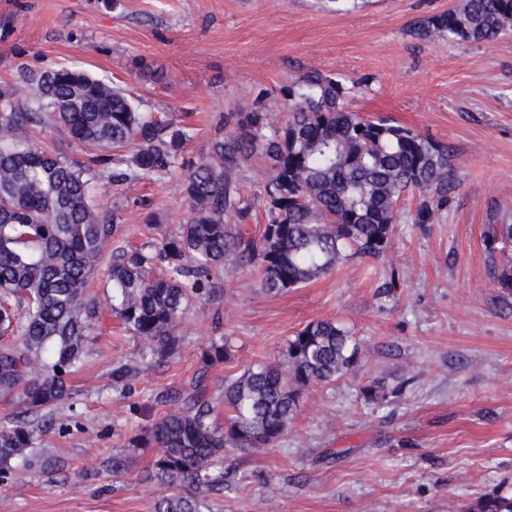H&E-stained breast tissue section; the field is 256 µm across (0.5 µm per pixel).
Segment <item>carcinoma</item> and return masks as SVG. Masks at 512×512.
<instances>
[{
	"instance_id": "cac0c4a2",
	"label": "carcinoma",
	"mask_w": 512,
	"mask_h": 512,
	"mask_svg": "<svg viewBox=\"0 0 512 512\" xmlns=\"http://www.w3.org/2000/svg\"><path fill=\"white\" fill-rule=\"evenodd\" d=\"M512 31V0H459L445 12L415 21L419 40L480 43ZM22 98L0 87V396L19 410L0 425V483L43 446L62 404L74 409L68 384L90 336L110 316L141 343L134 361L117 364L112 382L127 387L142 370L173 357L179 320L194 298L212 294L227 264H254L260 287L279 293L322 276L354 257L379 260L393 244L394 225L406 218L434 224L448 211L453 161L440 144L385 118L348 108L358 84L332 72L308 71L280 88L288 118L277 122L258 107L231 112L236 131H216L208 152L181 161L187 128L174 112L157 116L141 95L114 87L78 67L40 73L22 66ZM64 132L102 154L66 159L34 145L31 127ZM128 150L114 161L110 149ZM254 157L266 165L262 189L243 196L237 179ZM181 170L191 216L178 235L129 249L116 245L117 216L90 199L92 183L112 184ZM417 194L415 211L400 200ZM266 214L260 236L248 224L253 209ZM489 274L512 310V263L497 255L512 244V224L486 225ZM110 253L111 313L87 293ZM359 344L345 326L311 322L287 341L278 363L251 366L224 378L214 395L206 372L229 357L227 342L201 353V371L180 391L157 395L177 405L128 440L153 449L148 479L169 490L155 512H211V501L235 490L237 470L227 454L268 448L288 433L300 395L336 382L358 362ZM224 406V426L213 416ZM467 512H512V493L479 495Z\"/></svg>"
}]
</instances>
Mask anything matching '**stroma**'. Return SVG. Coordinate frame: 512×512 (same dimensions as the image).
I'll return each mask as SVG.
<instances>
[{"instance_id":"1","label":"stroma","mask_w":512,"mask_h":512,"mask_svg":"<svg viewBox=\"0 0 512 512\" xmlns=\"http://www.w3.org/2000/svg\"><path fill=\"white\" fill-rule=\"evenodd\" d=\"M457 0H0V84L16 68L73 65L174 111L189 132L185 160L205 155L228 113L261 104L278 119L281 86L307 69L361 88L352 111L382 116L448 147L455 188L434 224L398 223L384 260L351 259L302 287L274 294L256 268L228 267L211 297L191 301L177 354L114 388L115 364L137 358L136 338L95 334L71 375L66 431L44 438L53 463L0 484V512H155L152 452L131 434L163 413L157 393L181 389L211 341L228 338L211 389L245 368L281 360L306 324L334 320L360 342L342 379L305 391L287 436L233 457L241 481L212 512H464L477 496L512 492V314L499 311L482 237L491 212L512 221V36L479 44L410 37L417 19ZM92 200L114 212L120 242L179 233L190 216L179 175L113 185ZM396 270L390 295L379 287ZM380 380L384 397L360 390ZM78 412L82 428L70 426ZM126 473L92 477L113 453Z\"/></svg>"}]
</instances>
